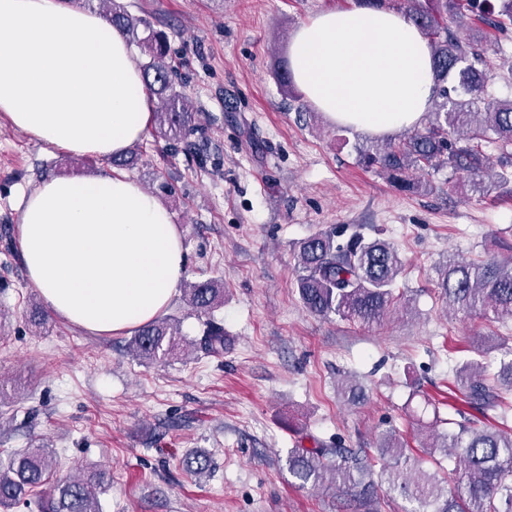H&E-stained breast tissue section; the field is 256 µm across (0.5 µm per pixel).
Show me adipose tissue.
<instances>
[{
  "mask_svg": "<svg viewBox=\"0 0 512 512\" xmlns=\"http://www.w3.org/2000/svg\"><path fill=\"white\" fill-rule=\"evenodd\" d=\"M289 67L318 111L377 135L412 128L433 99L424 35L402 13L359 0L302 24ZM0 113L46 145L105 160L142 139L151 118L126 35L71 0H0ZM18 240L46 307L98 334L161 316L186 272L168 209L110 169L48 177L22 195Z\"/></svg>",
  "mask_w": 512,
  "mask_h": 512,
  "instance_id": "adipose-tissue-1",
  "label": "adipose tissue"
}]
</instances>
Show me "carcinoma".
I'll use <instances>...</instances> for the list:
<instances>
[{
    "mask_svg": "<svg viewBox=\"0 0 512 512\" xmlns=\"http://www.w3.org/2000/svg\"><path fill=\"white\" fill-rule=\"evenodd\" d=\"M102 2L107 19L146 56L145 86L164 101L161 111L153 113V136L177 147L193 127L196 113L188 96L174 86L165 37L151 31L146 19L133 16L123 0ZM361 2L403 12L425 35L436 92L424 127L380 145L356 148L357 164L380 172L403 190H430L422 176L444 168L449 179L465 182L482 195L512 184V98L501 99L490 90L496 77L512 82V0ZM489 35L495 38L492 50ZM491 148L497 151L494 157ZM401 268L389 242L369 240L360 226L341 224L298 243L295 284L311 313L370 323L384 318L394 304L393 287ZM436 273L449 309L512 319V256L450 259ZM186 297L193 311L206 316L201 334L188 342L178 321L158 318L134 330L129 343L133 357L145 365L165 364L188 344L210 356L224 354V325L209 317L224 302V283L214 277L197 279L189 283ZM455 383L467 403L480 407L493 402L495 388L512 391V346L504 348L496 371L478 359L463 361L455 370ZM439 450L455 457V469L466 479L462 489H449L448 477L439 475ZM424 453L435 469L410 461L399 437L388 431L382 434L375 460L346 448H294L288 454V470L303 487L321 486L328 475L331 485L364 507L374 500L382 481L414 504L410 512H512V434L460 423L458 430L435 436ZM56 465L54 451L39 444L0 460V509L6 512L38 488L41 512H101L97 490L105 485V474L51 483Z\"/></svg>",
    "mask_w": 512,
    "mask_h": 512,
    "instance_id": "obj_1",
    "label": "carcinoma"
}]
</instances>
